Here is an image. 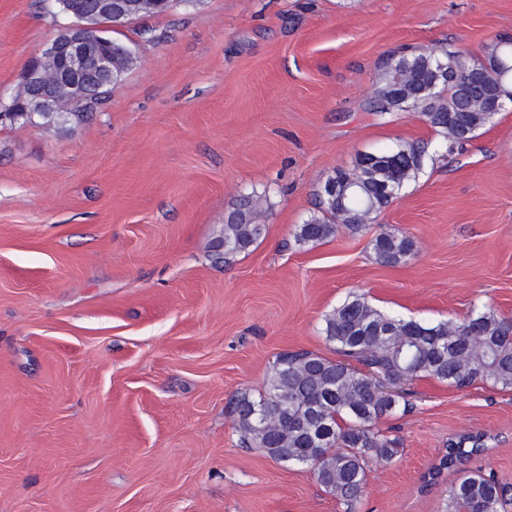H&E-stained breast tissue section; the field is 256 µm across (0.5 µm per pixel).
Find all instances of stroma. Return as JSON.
<instances>
[{
	"label": "stroma",
	"instance_id": "obj_1",
	"mask_svg": "<svg viewBox=\"0 0 512 512\" xmlns=\"http://www.w3.org/2000/svg\"><path fill=\"white\" fill-rule=\"evenodd\" d=\"M55 0H0V93L68 23ZM512 36V0H178L116 28L136 66L68 129L0 125V512H345L306 466L243 447L231 401L279 354L337 353L323 319L348 295L406 319L512 320V105L454 152L419 113L364 106L403 46L478 57ZM429 146L375 223L301 245L295 229L356 154ZM265 235L212 258L241 196ZM406 263L376 262L379 228ZM398 438L356 512H443L426 475L484 432L470 468L512 488V389L403 388ZM375 260L387 266L405 263L413 254V240L403 234L382 229L371 241Z\"/></svg>",
	"mask_w": 512,
	"mask_h": 512
}]
</instances>
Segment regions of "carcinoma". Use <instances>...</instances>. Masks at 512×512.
<instances>
[{
	"instance_id": "obj_1",
	"label": "carcinoma",
	"mask_w": 512,
	"mask_h": 512,
	"mask_svg": "<svg viewBox=\"0 0 512 512\" xmlns=\"http://www.w3.org/2000/svg\"><path fill=\"white\" fill-rule=\"evenodd\" d=\"M468 66L477 70L494 96L512 103V46L500 38L485 47L478 61L460 50L402 48L380 63L366 111L379 116L417 112L450 151L473 139L491 119L484 100L468 99L444 81ZM100 105L94 101L84 109L42 118L64 129L86 120ZM426 156L425 147L415 142L357 154L351 167L327 177L336 195L330 202H319L318 212L297 225L296 241L318 244L341 226L362 230L367 214L380 215L418 178ZM260 217L257 196L239 199L224 222L223 235L213 244L214 259L225 263L248 250L265 231ZM371 245L375 260L387 266L406 262L414 250L410 237L387 229L380 230ZM322 333L347 362L308 351L285 352L259 396L238 397L233 411L245 447L277 462L310 467L346 512H355L365 491L368 462H390L400 451V441L377 428L379 420L400 406L399 395L383 392L380 383L428 377L458 389L479 379L512 388V321L490 308L461 322L424 323L385 313L353 294L325 315ZM489 440L483 432L449 439L439 463L428 471L430 483L448 470L461 472L448 488L445 512H504L506 489L497 478L463 468L489 451Z\"/></svg>"
}]
</instances>
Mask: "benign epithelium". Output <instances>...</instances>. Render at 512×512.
I'll list each match as a JSON object with an SVG mask.
<instances>
[{
  "mask_svg": "<svg viewBox=\"0 0 512 512\" xmlns=\"http://www.w3.org/2000/svg\"><path fill=\"white\" fill-rule=\"evenodd\" d=\"M77 23L59 29L42 53L24 70L12 105L0 110V124L12 118L33 120L42 112L64 110L76 97L106 98L116 59L112 39L93 38L85 21L98 17L127 19L123 0H61Z\"/></svg>",
  "mask_w": 512,
  "mask_h": 512,
  "instance_id": "7a95c632",
  "label": "benign epithelium"
}]
</instances>
